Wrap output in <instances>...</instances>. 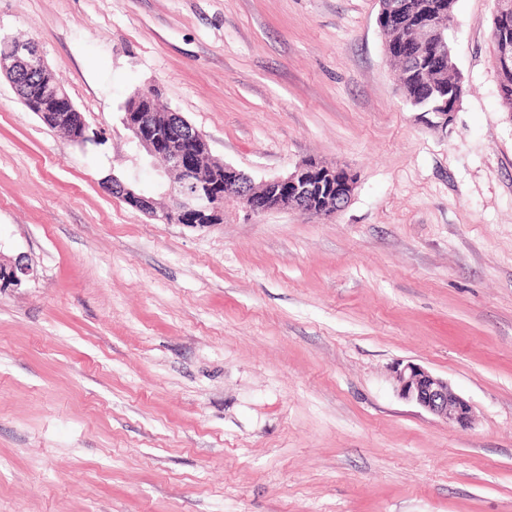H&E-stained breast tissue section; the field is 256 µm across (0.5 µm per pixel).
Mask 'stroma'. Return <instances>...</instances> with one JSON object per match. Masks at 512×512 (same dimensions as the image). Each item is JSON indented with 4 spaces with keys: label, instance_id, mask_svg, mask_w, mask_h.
Masks as SVG:
<instances>
[{
    "label": "stroma",
    "instance_id": "obj_1",
    "mask_svg": "<svg viewBox=\"0 0 512 512\" xmlns=\"http://www.w3.org/2000/svg\"><path fill=\"white\" fill-rule=\"evenodd\" d=\"M493 0H456L447 131L408 111L377 0H0L100 139L0 77V512H512V114ZM254 183L357 175L331 216L163 224L119 109L147 86ZM474 413L442 421L398 363ZM491 63L497 72L499 95L505 112H512V61L505 62L497 56V46L491 38ZM33 273V268L24 257L17 258L10 265L0 263V288L18 287ZM398 396L422 408L439 419L470 428L473 424L472 406L448 383L421 365L409 362L398 364L395 370Z\"/></svg>",
    "mask_w": 512,
    "mask_h": 512
}]
</instances>
